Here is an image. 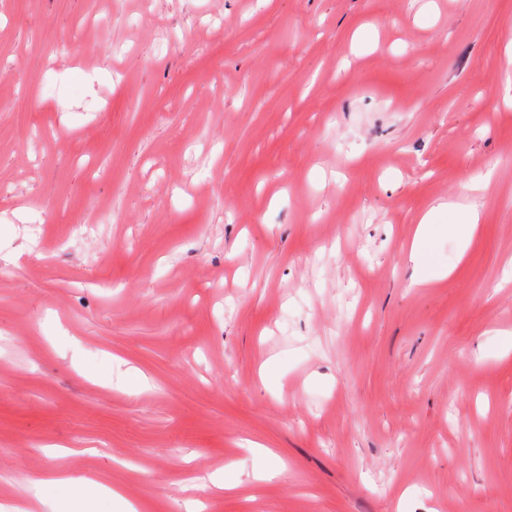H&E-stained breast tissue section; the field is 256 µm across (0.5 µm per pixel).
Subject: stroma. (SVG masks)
<instances>
[{"label": "stroma", "mask_w": 512, "mask_h": 512, "mask_svg": "<svg viewBox=\"0 0 512 512\" xmlns=\"http://www.w3.org/2000/svg\"><path fill=\"white\" fill-rule=\"evenodd\" d=\"M511 43L512 0H0V505L512 512ZM444 207V204H439L438 207H433L420 218L409 254L410 261L414 263V267L416 269V273L411 280L410 286L421 285L434 280H443L448 277L452 271L451 269H432L428 273H424L421 269L423 262L421 245L425 238L430 234L433 227L432 225H434L432 224L433 213ZM480 218L479 210L476 206H472L458 213V224L447 225L448 233L455 235L459 240L460 252L464 253L467 251L473 233L480 223ZM71 481H80L83 483L85 489H86V495L85 498L82 500V502L79 504V506L83 509H91L94 507L97 499L101 496L109 498L112 503L117 504H124L125 505V511L122 512H135L136 510L133 509V507L126 503V500L121 492V490L116 486H110L101 484L95 480L87 479V478H79V479H72V478H66V479H52L45 481V483H51V484H64ZM131 508L132 510H127Z\"/></svg>", "instance_id": "1"}]
</instances>
